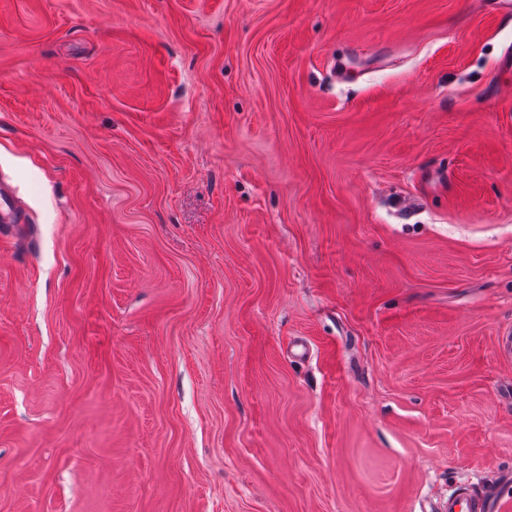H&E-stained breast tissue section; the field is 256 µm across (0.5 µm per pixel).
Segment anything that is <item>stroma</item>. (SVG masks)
Here are the masks:
<instances>
[{"instance_id": "1", "label": "stroma", "mask_w": 512, "mask_h": 512, "mask_svg": "<svg viewBox=\"0 0 512 512\" xmlns=\"http://www.w3.org/2000/svg\"><path fill=\"white\" fill-rule=\"evenodd\" d=\"M0 182V512L512 471L499 0H0Z\"/></svg>"}]
</instances>
